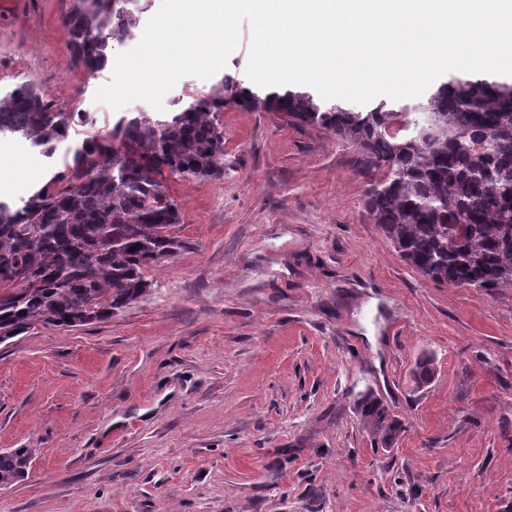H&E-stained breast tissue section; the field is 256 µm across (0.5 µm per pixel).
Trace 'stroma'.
<instances>
[{
    "instance_id": "35a3bbf8",
    "label": "stroma",
    "mask_w": 512,
    "mask_h": 512,
    "mask_svg": "<svg viewBox=\"0 0 512 512\" xmlns=\"http://www.w3.org/2000/svg\"><path fill=\"white\" fill-rule=\"evenodd\" d=\"M71 0H0V89L36 83L105 131L111 69L74 66ZM224 177H170L186 247L143 299L0 345V452L31 465L0 512H512V290L437 283L364 211L357 147L227 103ZM46 157L0 138L20 206ZM434 375L414 381L423 357ZM371 390L404 426L361 429Z\"/></svg>"
}]
</instances>
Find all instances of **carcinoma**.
<instances>
[{"mask_svg": "<svg viewBox=\"0 0 512 512\" xmlns=\"http://www.w3.org/2000/svg\"><path fill=\"white\" fill-rule=\"evenodd\" d=\"M148 2L73 0L63 23L75 66L102 70L112 42L136 38ZM228 102L321 125L359 147L365 167L383 173L365 212L412 269L457 288L512 289V81L443 82L423 103L427 119L403 126L395 105L349 107L290 89L260 96L221 77L163 116L85 134L22 206L0 201V344L37 324L106 320L151 291L145 269L186 247L171 233L182 218L166 176L224 178L217 114ZM73 116L29 80L0 94V135L49 158ZM359 416L385 447L402 431L372 392L361 394ZM30 464L26 449L0 452V488Z\"/></svg>", "mask_w": 512, "mask_h": 512, "instance_id": "carcinoma-1", "label": "carcinoma"}]
</instances>
